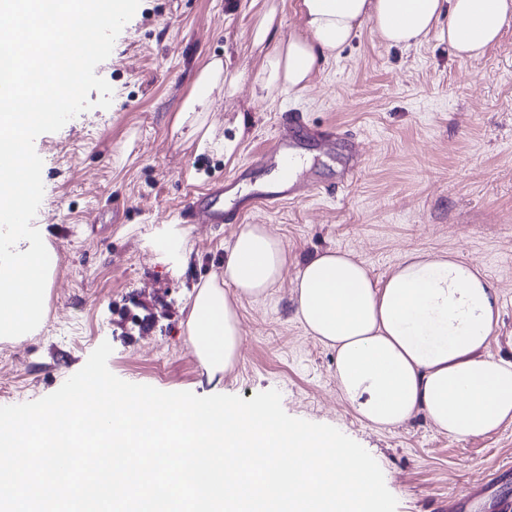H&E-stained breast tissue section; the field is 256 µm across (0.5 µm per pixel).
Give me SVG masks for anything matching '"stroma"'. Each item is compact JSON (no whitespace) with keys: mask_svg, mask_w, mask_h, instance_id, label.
<instances>
[{"mask_svg":"<svg viewBox=\"0 0 512 512\" xmlns=\"http://www.w3.org/2000/svg\"><path fill=\"white\" fill-rule=\"evenodd\" d=\"M251 0H141L95 73L113 88L92 108L38 136L44 195L32 222L55 257L44 323L0 339V382L10 404L53 393L109 342V370L163 391L212 395L185 320L196 285L224 262L241 224H264L288 247V267L266 299L238 306L241 351L221 387L249 400L278 390L284 411L333 426L380 466L396 512H437L499 463L512 460V422L453 439L421 414L389 429L362 421L336 388V353L295 315L293 280L308 258L351 253L374 282L412 253H448L496 288L500 315L488 355L512 361V23L484 56L462 60L431 33L404 48L372 29L330 59L304 89L261 97ZM230 61L234 93L176 125L203 65ZM299 112L314 131L339 128L361 150L362 170L340 195L284 201L240 224H196L188 202L235 178L249 194L273 182L257 165L266 142ZM233 144L199 152L198 127ZM306 174L335 183L340 155L315 140L299 149Z\"/></svg>","mask_w":512,"mask_h":512,"instance_id":"obj_1","label":"stroma"}]
</instances>
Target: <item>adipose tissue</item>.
<instances>
[{"mask_svg": "<svg viewBox=\"0 0 512 512\" xmlns=\"http://www.w3.org/2000/svg\"><path fill=\"white\" fill-rule=\"evenodd\" d=\"M300 10L303 29L285 42L269 40L276 6L257 18L253 45L266 49L255 78L262 92L304 88L367 26L396 46L417 44L437 27L457 57L476 59L512 21V0H300ZM287 265L282 239L262 224L242 226L186 321L208 378L239 357L238 302L264 297ZM293 301L307 334L335 350L338 392L368 425L395 427L420 412L464 439L512 421V362L483 354L498 293L472 265L413 253L379 285L362 262L329 250L298 268Z\"/></svg>", "mask_w": 512, "mask_h": 512, "instance_id": "adipose-tissue-1", "label": "adipose tissue"}]
</instances>
